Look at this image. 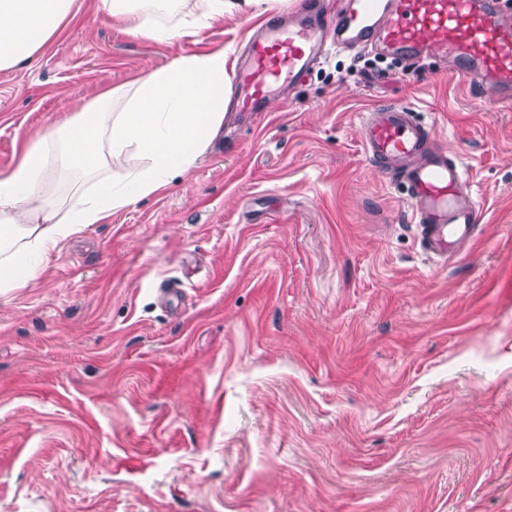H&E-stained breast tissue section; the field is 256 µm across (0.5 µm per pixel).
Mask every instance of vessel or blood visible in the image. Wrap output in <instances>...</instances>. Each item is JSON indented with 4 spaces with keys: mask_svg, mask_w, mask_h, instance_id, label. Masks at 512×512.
Wrapping results in <instances>:
<instances>
[{
    "mask_svg": "<svg viewBox=\"0 0 512 512\" xmlns=\"http://www.w3.org/2000/svg\"><path fill=\"white\" fill-rule=\"evenodd\" d=\"M298 13L315 22L275 20L254 34L236 73L231 110L266 111L274 91L292 88L331 49H375L418 63L432 52L480 93L512 103V0H299ZM365 157L388 181L407 188L411 223L423 252L439 264L458 258L475 237L481 210L458 158L409 106L363 113Z\"/></svg>",
    "mask_w": 512,
    "mask_h": 512,
    "instance_id": "b4317fda",
    "label": "vessel or blood"
}]
</instances>
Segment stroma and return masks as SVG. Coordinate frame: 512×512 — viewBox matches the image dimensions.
Returning <instances> with one entry per match:
<instances>
[{"label": "stroma", "mask_w": 512, "mask_h": 512, "mask_svg": "<svg viewBox=\"0 0 512 512\" xmlns=\"http://www.w3.org/2000/svg\"><path fill=\"white\" fill-rule=\"evenodd\" d=\"M298 0L195 37L75 0L0 71V174L82 98L223 50ZM413 108L483 216L430 261L361 112ZM0 512H512V106L430 55L330 51L171 185L0 292Z\"/></svg>", "instance_id": "stroma-1"}]
</instances>
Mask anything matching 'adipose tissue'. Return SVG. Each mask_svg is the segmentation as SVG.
Here are the masks:
<instances>
[{
	"label": "adipose tissue",
	"instance_id": "1",
	"mask_svg": "<svg viewBox=\"0 0 512 512\" xmlns=\"http://www.w3.org/2000/svg\"><path fill=\"white\" fill-rule=\"evenodd\" d=\"M150 0H99L101 13L129 33L165 43L194 37L223 18L231 0H182L175 24L160 23ZM74 0H0V71L41 52L71 17ZM230 91L224 53L174 60L136 81L108 87L48 129L17 165L0 174V290L20 288L68 235L100 224L193 168L224 124ZM135 151L145 169L112 174V160ZM60 174L94 179L92 190L59 213L45 191L47 162Z\"/></svg>",
	"mask_w": 512,
	"mask_h": 512
}]
</instances>
